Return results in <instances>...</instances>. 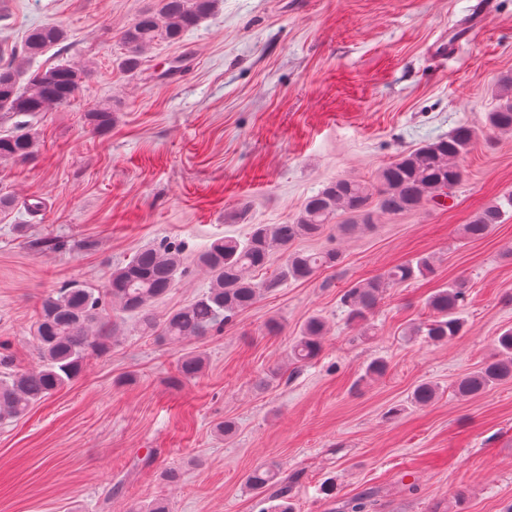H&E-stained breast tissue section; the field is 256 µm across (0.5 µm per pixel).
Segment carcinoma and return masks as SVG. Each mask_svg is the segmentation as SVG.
I'll return each mask as SVG.
<instances>
[{
  "instance_id": "1",
  "label": "carcinoma",
  "mask_w": 512,
  "mask_h": 512,
  "mask_svg": "<svg viewBox=\"0 0 512 512\" xmlns=\"http://www.w3.org/2000/svg\"><path fill=\"white\" fill-rule=\"evenodd\" d=\"M218 0H158L157 8L138 16L122 31L125 47L121 67L135 72L144 52L157 40L180 41L184 32L211 14ZM67 39L63 28L46 24L26 36L20 58L0 66V112L35 117L53 107L67 105L77 98L85 69L63 62L34 73L27 71L28 59L44 50L61 45ZM503 87L497 108L488 113L491 128L512 132V76ZM96 130L112 125V109L94 108L88 112ZM37 133L32 124H20L0 133V160L25 162L33 154ZM473 140L472 130L460 125L446 137L423 144L382 168L377 184L354 178H340L307 197L297 219L291 224H253L243 240L226 236L214 241L199 256L200 264L211 278V285L191 303L158 318L152 305L168 294L181 277V247L162 242L140 249L128 263L113 268L107 281V293L113 309L133 317L142 333L169 343L187 338H203L248 311L263 295L274 292L287 281H305L320 272L333 269L341 255L331 249L320 252L292 250V243L321 234L324 227L343 214L369 220L371 211L399 215L417 210L459 186L464 172L457 163ZM512 210V194L482 208L464 225L468 240L486 237L494 225L503 223ZM281 251L280 269L258 278L274 250ZM428 257H415L391 267L372 279L359 281L345 289L340 303L347 320L364 324L382 300L386 288L408 282L432 270ZM467 296L464 282H455L435 291L428 299L433 316L411 328L408 336L424 337L433 343L447 342L464 333L461 310ZM39 363L29 371L9 373L0 379V420L24 415L35 404L67 385L80 372L86 357L103 351L119 330L117 321L106 312L103 299L95 289L79 282L57 288L44 296L38 319L32 326ZM325 322L312 316L304 323L291 346L294 363L305 365L321 351ZM205 358L200 353L181 356V378L195 379L202 372ZM512 380V327L503 329L495 340V353L483 364L461 377L455 393L461 398L480 396L502 382ZM439 396L432 382L417 384L410 401L426 407ZM251 490L279 501L278 512H294L288 498V486L279 480V468L264 464L246 478ZM372 492L364 490L346 503V512H369Z\"/></svg>"
}]
</instances>
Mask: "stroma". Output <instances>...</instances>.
Here are the masks:
<instances>
[{
    "mask_svg": "<svg viewBox=\"0 0 512 512\" xmlns=\"http://www.w3.org/2000/svg\"><path fill=\"white\" fill-rule=\"evenodd\" d=\"M155 4L0 0V64L28 31L54 23L63 46L29 70L89 69L74 103L34 118L33 156L0 161V195L12 200L0 209V354L11 371L38 362L31 327L51 289H103L145 245L181 247L183 274L153 305L162 317L208 288L196 259L214 240L291 223L329 183H374L462 124L475 133L458 160L465 178L446 206L376 212L350 231L342 215L297 240L302 251L337 249L340 264L288 281L218 335L173 345L126 321L74 382L0 421V512H128L156 499L170 512H266L270 501L245 479L267 463L295 512H340L367 488L378 492L371 512H506L512 381L472 399L454 384L512 326V213L482 240L461 235L512 194V133L486 123L512 74V0H220L126 72L120 34ZM100 106L114 122L96 131L88 112ZM421 255L432 273L388 289L370 331L347 322L345 288ZM457 279L469 286L463 335L408 338L429 296ZM313 315L328 332L318 358L297 369L288 347ZM196 350L202 375L181 379L180 356ZM375 357L386 375L363 380ZM422 381L440 388L424 408L408 400ZM394 406L402 414L388 416ZM227 418L237 425L229 440L215 431ZM169 469L178 482L163 478Z\"/></svg>",
    "mask_w": 512,
    "mask_h": 512,
    "instance_id": "stroma-1",
    "label": "stroma"
}]
</instances>
